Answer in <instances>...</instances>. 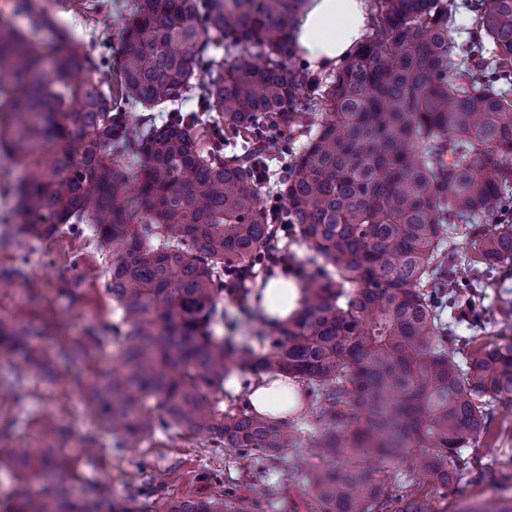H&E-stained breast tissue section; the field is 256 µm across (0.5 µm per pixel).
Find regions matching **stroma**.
Instances as JSON below:
<instances>
[{
  "instance_id": "1",
  "label": "stroma",
  "mask_w": 512,
  "mask_h": 512,
  "mask_svg": "<svg viewBox=\"0 0 512 512\" xmlns=\"http://www.w3.org/2000/svg\"><path fill=\"white\" fill-rule=\"evenodd\" d=\"M130 0H34L44 13L65 19L71 28L84 32L86 40L99 45L111 63L119 61L122 28L129 14ZM469 227L449 225L445 239L447 252L456 258L455 278L471 286L478 304L476 319L461 320L456 333L465 344L453 346L457 361H464L478 347L506 336L512 338V267L498 278H487L481 267L465 261ZM28 254L25 267H18L19 254ZM105 266L102 254L89 235L57 238L32 247L25 238L10 235L0 238V320L27 327L31 334L43 331L44 309L61 311L65 320V343L83 335L87 327H108L115 319L112 298L105 291ZM224 321L216 325V335L240 346L255 341L265 317L256 293L224 295ZM119 345L73 363H58L60 380L56 384L26 382L23 409L0 404V501L11 498L18 486L30 492L41 488L39 480L20 477L10 456L12 450L25 447L34 437L44 411H53L71 429L70 448L89 435L96 425L79 402L74 380L90 383L108 375L119 363ZM464 475L448 487L434 492L430 501L435 512H457L458 508L485 500L512 499V410L496 407L487 433L482 435L470 454ZM260 461L242 458L234 450H214L197 439L182 436L160 439L131 449L124 458H107L97 477L110 479L112 495L125 500L129 479L139 487L168 497L206 498L222 494V487L196 481L201 470L208 469L229 478H239L260 468ZM282 488L291 512H309L303 494L302 478L288 469H271L254 486L256 497H263L268 487Z\"/></svg>"
}]
</instances>
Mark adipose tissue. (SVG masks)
Instances as JSON below:
<instances>
[{"mask_svg": "<svg viewBox=\"0 0 512 512\" xmlns=\"http://www.w3.org/2000/svg\"><path fill=\"white\" fill-rule=\"evenodd\" d=\"M371 12L368 0H305L294 38L313 69L337 67L364 38ZM249 401L261 415L285 420L303 406L299 387L265 375L251 389Z\"/></svg>", "mask_w": 512, "mask_h": 512, "instance_id": "obj_1", "label": "adipose tissue"}]
</instances>
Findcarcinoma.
<instances>
[{"instance_id": "1", "label": "carcinoma", "mask_w": 512, "mask_h": 512, "mask_svg": "<svg viewBox=\"0 0 512 512\" xmlns=\"http://www.w3.org/2000/svg\"><path fill=\"white\" fill-rule=\"evenodd\" d=\"M302 3L134 0L116 97L93 44L29 0L17 8L49 38L0 21V152L35 171L14 189L22 230L31 242L55 238L61 225L92 232L118 314L69 348L0 321L10 366L0 379L52 383L55 360L129 342L112 376L82 393L102 436L73 456L68 425L43 416L36 446L13 461L48 484L0 512H265L283 500L276 489L260 501L236 487L222 498L133 492L121 503L100 480H85L79 496L63 486L108 448L118 455L180 433L305 471L310 512H430V490L465 472L489 407L512 405V340L459 363L443 320L447 309H475L474 297L449 288L445 224L472 225L470 247L487 274L512 262V224L486 222L512 204V0H470L476 31L464 41L448 0H379L374 33L322 78L299 65ZM197 88L203 111L224 117L222 147L199 116L129 124L137 108ZM284 127L304 141L274 158L270 138ZM127 154L143 168L121 167L116 156ZM265 158L283 170L288 237L307 246L320 274L258 346L236 347L214 336L219 301L283 233L256 178ZM233 364L305 387L310 409L284 421L247 403L224 406ZM298 448L326 463L304 468ZM367 455L380 468L418 462L398 504L357 462ZM458 512H512V502Z\"/></svg>"}]
</instances>
